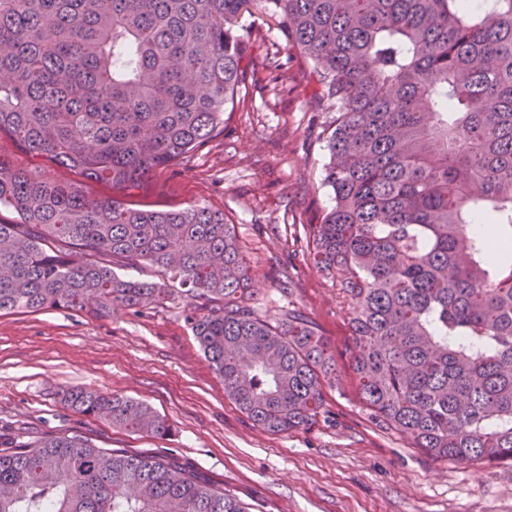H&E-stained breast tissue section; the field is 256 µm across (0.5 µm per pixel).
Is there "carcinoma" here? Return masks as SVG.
Returning a JSON list of instances; mask_svg holds the SVG:
<instances>
[{
	"mask_svg": "<svg viewBox=\"0 0 512 512\" xmlns=\"http://www.w3.org/2000/svg\"><path fill=\"white\" fill-rule=\"evenodd\" d=\"M280 19L336 109L304 225L338 278L361 401L434 459L512 464V0H0V134L128 192L207 144L254 74L235 20ZM0 313L134 315L177 298L224 394L274 433L315 424L336 371L302 315L247 305L224 213L97 198L0 155ZM490 218L495 241L471 228ZM147 268L151 279L126 270ZM76 411L164 438L127 397ZM0 512H247L166 456L0 434Z\"/></svg>",
	"mask_w": 512,
	"mask_h": 512,
	"instance_id": "cac0c4a2",
	"label": "carcinoma"
}]
</instances>
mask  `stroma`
Segmentation results:
<instances>
[{
	"instance_id": "35a3bbf8",
	"label": "stroma",
	"mask_w": 512,
	"mask_h": 512,
	"mask_svg": "<svg viewBox=\"0 0 512 512\" xmlns=\"http://www.w3.org/2000/svg\"><path fill=\"white\" fill-rule=\"evenodd\" d=\"M258 79L224 129L187 159L127 194L155 208L204 204L223 212L249 262V305L259 316L306 317L336 354V380L308 429L274 435L224 394L185 321V300L93 318L64 309L0 315V432L29 439L82 435L102 448L168 456L201 481L225 489L253 512H512V465L483 468L434 460L362 403L349 367L352 336L336 280L308 259L303 227L331 205L321 185L324 131L335 112L282 26L259 7L243 13ZM287 62L288 81L274 79ZM0 154L96 197L110 184L0 135ZM73 389L149 403L172 428L166 438L130 433L79 413L61 396Z\"/></svg>"
}]
</instances>
